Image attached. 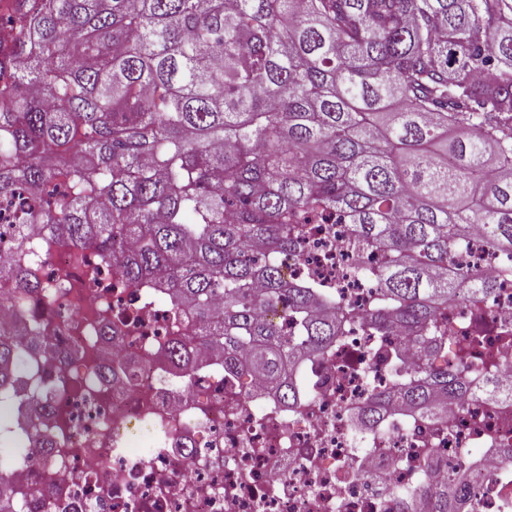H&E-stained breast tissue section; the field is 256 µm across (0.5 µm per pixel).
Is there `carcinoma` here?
I'll return each mask as SVG.
<instances>
[{"label": "carcinoma", "mask_w": 512, "mask_h": 512, "mask_svg": "<svg viewBox=\"0 0 512 512\" xmlns=\"http://www.w3.org/2000/svg\"><path fill=\"white\" fill-rule=\"evenodd\" d=\"M11 30L0 194L20 176L44 195L15 217L0 305L66 293L67 274L43 282L34 265L49 224L122 288L156 276L224 363L247 353L291 402L287 368L354 325L446 352L448 303L512 277V0H27ZM329 211L379 258L352 270L379 294L366 315L288 284L278 262ZM475 233L505 261L497 272L450 263ZM279 305L294 339L269 315ZM45 331L28 315L0 329V431L37 448L51 447L26 414ZM24 332L29 351L13 340ZM465 394L425 362L363 416L389 401L443 414ZM421 495L431 512H482L473 484Z\"/></svg>", "instance_id": "carcinoma-1"}]
</instances>
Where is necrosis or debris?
I'll return each instance as SVG.
<instances>
[{
  "instance_id": "4bbe7bcc",
  "label": "necrosis or debris",
  "mask_w": 512,
  "mask_h": 512,
  "mask_svg": "<svg viewBox=\"0 0 512 512\" xmlns=\"http://www.w3.org/2000/svg\"><path fill=\"white\" fill-rule=\"evenodd\" d=\"M342 224L317 225L300 254L282 257L289 282L313 277L343 302L364 310L371 280L349 275L358 258ZM71 273L54 299V324L39 360L51 403L36 422L53 446L16 448L0 460L15 490L13 512H427L419 489L454 478L499 481L480 487L486 512L512 506V400L491 403L481 361L512 330V281L499 286L478 316L471 299L448 311V340L471 343L468 366L436 357L476 393L436 418L398 403L359 421L373 389L391 388L397 367L418 363L419 349L395 336L374 342L362 330L326 358L307 359L290 377L293 401H279L247 361L226 367L194 338L199 368L172 362L171 329L181 322L155 288H89L72 251L40 256L38 275ZM111 308L110 325L95 324ZM97 385L92 398L79 391Z\"/></svg>"
}]
</instances>
